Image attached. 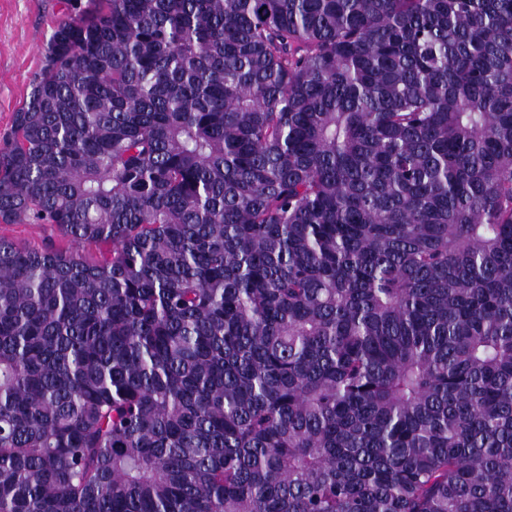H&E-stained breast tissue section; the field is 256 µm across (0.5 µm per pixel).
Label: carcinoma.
<instances>
[{
    "label": "carcinoma",
    "mask_w": 512,
    "mask_h": 512,
    "mask_svg": "<svg viewBox=\"0 0 512 512\" xmlns=\"http://www.w3.org/2000/svg\"><path fill=\"white\" fill-rule=\"evenodd\" d=\"M0 224V512H512V0H86ZM1 236L20 246H39L49 238L60 241L55 230L41 224H0Z\"/></svg>",
    "instance_id": "obj_1"
}]
</instances>
